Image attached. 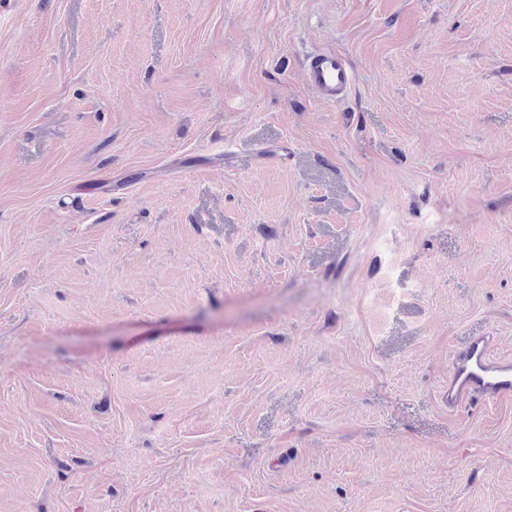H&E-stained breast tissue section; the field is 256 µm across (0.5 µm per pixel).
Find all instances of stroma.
Here are the masks:
<instances>
[{
    "label": "stroma",
    "instance_id": "obj_1",
    "mask_svg": "<svg viewBox=\"0 0 512 512\" xmlns=\"http://www.w3.org/2000/svg\"><path fill=\"white\" fill-rule=\"evenodd\" d=\"M488 330L512 0H0V512H512ZM305 78L316 96L323 102H340L355 81V74L345 58L336 53L313 56ZM492 331L470 337L456 350L448 371V388L441 399L453 410L474 401L493 402L512 394V358L494 354Z\"/></svg>",
    "mask_w": 512,
    "mask_h": 512
}]
</instances>
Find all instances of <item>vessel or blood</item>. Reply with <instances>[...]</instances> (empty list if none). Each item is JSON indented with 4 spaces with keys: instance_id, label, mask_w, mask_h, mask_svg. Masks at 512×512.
Segmentation results:
<instances>
[{
    "instance_id": "1",
    "label": "vessel or blood",
    "mask_w": 512,
    "mask_h": 512,
    "mask_svg": "<svg viewBox=\"0 0 512 512\" xmlns=\"http://www.w3.org/2000/svg\"><path fill=\"white\" fill-rule=\"evenodd\" d=\"M305 78L321 101L333 104L343 99L355 74L342 56L320 53L310 59ZM496 343L495 334L488 331L470 337L465 347L453 353L448 386L442 394L449 409L512 395V358L495 355Z\"/></svg>"
}]
</instances>
